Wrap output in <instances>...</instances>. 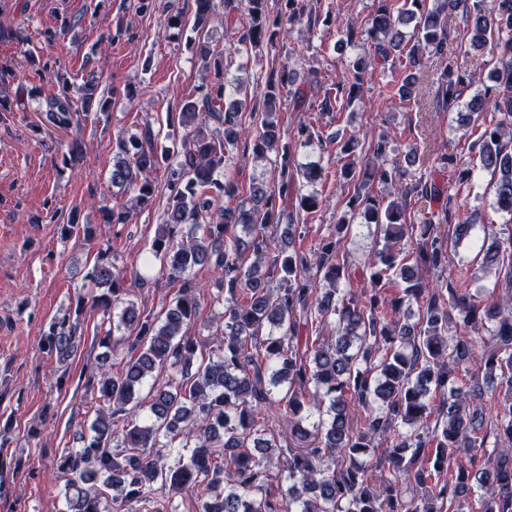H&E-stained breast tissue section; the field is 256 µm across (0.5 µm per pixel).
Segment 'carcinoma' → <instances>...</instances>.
<instances>
[{
    "instance_id": "1",
    "label": "carcinoma",
    "mask_w": 512,
    "mask_h": 512,
    "mask_svg": "<svg viewBox=\"0 0 512 512\" xmlns=\"http://www.w3.org/2000/svg\"><path fill=\"white\" fill-rule=\"evenodd\" d=\"M266 5L267 0H246L248 27L238 43L256 48L285 25L304 22L299 0H280L274 16ZM460 9L469 18L470 46L481 48L494 36L500 40L494 85L466 107L477 114L489 104L501 115L476 147L482 167L496 176V208L512 221V0H491L487 8L475 4L471 11L468 0H377L362 28L342 31L348 43L371 42L374 55L351 62L334 96H325V109L356 99L365 71L378 58L388 61L393 51H407L410 69L421 64V49L447 60L450 22ZM410 22L412 45L401 29ZM196 54L204 62L203 95L179 112L186 134L167 176L166 219L142 259L144 270L158 261L183 285L159 319L123 298L108 251L98 252L88 271L91 284L103 288L91 304L105 315L119 310L99 343L126 362L118 377L99 364L92 387L104 407L97 409L92 435L57 459L66 512H131L136 503L155 502L156 492L166 488L199 499L201 512H465L461 498L478 488L481 512H512V299L481 305L458 279L445 277L448 239L434 229L451 223L453 196L432 181L407 184L405 173L385 168L390 136L382 132L373 143L378 164L355 157L336 172V181L354 185L350 217L340 218L316 249L293 248L294 219L322 206L318 194L297 188L301 178L310 184L322 178L321 167L295 163L297 143L311 140L313 131L300 124L290 141L278 124L284 96H292L296 111L306 110L304 92L292 89L293 70L285 64L272 70L260 92L262 112L252 113L260 116L252 158L275 152L280 179L272 188H256L249 204L231 207L223 201H232L238 186L215 174L228 162V147L235 146L236 128L251 101L231 90L223 55L204 43ZM470 83L468 75L446 64L438 84L443 106L459 107ZM48 106L60 130L91 115L87 97L66 92L50 96ZM208 118L224 126V138L210 137ZM165 159L148 133L117 136L112 186L135 191L139 206L151 205L158 191L152 175ZM435 161L458 183L472 178V169L451 154L441 152ZM375 180L397 194L386 202L366 192ZM412 197L442 205L415 226L407 220ZM357 219L377 225L384 240L359 273L341 253ZM182 224L204 225L202 236L175 240ZM278 224L288 225V237L270 258L268 230ZM96 230L73 218L60 232L90 241ZM415 231L416 262L436 277L425 282L403 275L405 287L390 297L385 285L403 265L400 243ZM484 259L499 267L511 289L512 235L485 249ZM199 265L222 278L224 288L214 300L224 302V328L198 361L185 327L200 309L196 285L186 274ZM358 274L363 288L346 287ZM413 305L418 318L412 322L402 309ZM455 322L463 332L450 336ZM329 326L333 340L321 335ZM484 328L489 339L472 336ZM75 331L73 322H54L44 345L68 357ZM165 368L168 379L152 383L149 400L140 401L145 383ZM481 375L498 380L502 397L471 409L468 401L483 395ZM433 390L442 399L430 398ZM274 408L288 417L284 445L272 435ZM122 412L127 428L120 431L114 419ZM486 426L495 435L492 449L486 448ZM274 455L276 473L270 470ZM283 480L287 490L272 493L271 486Z\"/></svg>"
}]
</instances>
